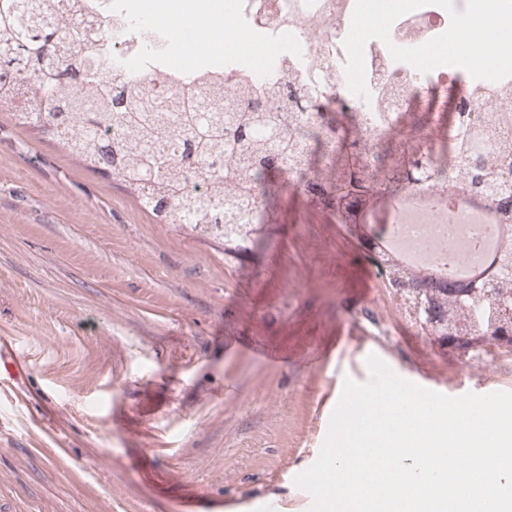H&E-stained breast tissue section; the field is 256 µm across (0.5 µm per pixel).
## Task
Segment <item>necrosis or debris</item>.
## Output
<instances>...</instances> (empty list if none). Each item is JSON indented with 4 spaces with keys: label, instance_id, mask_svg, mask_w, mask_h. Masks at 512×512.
<instances>
[{
    "label": "necrosis or debris",
    "instance_id": "obj_1",
    "mask_svg": "<svg viewBox=\"0 0 512 512\" xmlns=\"http://www.w3.org/2000/svg\"><path fill=\"white\" fill-rule=\"evenodd\" d=\"M194 2L82 0L104 24L91 62H107L130 81L151 74L174 89L202 73L231 93L298 74L370 136L427 111L432 126L456 138L457 127L443 125L431 99L432 90L453 84L474 92L476 111L491 120L489 140H512V113L497 107L498 97L512 93V58L486 67L474 64L470 44L447 49L449 34L471 27L478 9L511 31L512 0H384L373 26L361 23L366 0H210L203 14ZM252 48L261 50L260 64L249 61ZM380 219L386 240L423 247L442 238L460 261L493 231L444 199L402 214L389 204Z\"/></svg>",
    "mask_w": 512,
    "mask_h": 512
}]
</instances>
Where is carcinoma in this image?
Masks as SVG:
<instances>
[{"label":"carcinoma","mask_w":512,"mask_h":512,"mask_svg":"<svg viewBox=\"0 0 512 512\" xmlns=\"http://www.w3.org/2000/svg\"><path fill=\"white\" fill-rule=\"evenodd\" d=\"M79 4L0 0V105L14 106L19 124L41 129L44 115L53 113L48 132L69 155L119 181L156 223L188 226L220 244L227 264L245 257L265 233L269 218L257 210L255 193L263 190L265 172L282 170L286 161L307 199L347 226L364 258L377 267L382 287L409 317L423 300L424 313L434 315L423 319L424 333L448 330L450 295L461 301L457 313L463 321L470 322L474 312L487 315L475 325L483 332L494 333L508 320L489 289H500L504 305L512 308V237L481 280L448 282L392 261L367 222L373 212L368 199L426 182V172L448 179L449 190L472 202L512 212V185L504 177L512 143L477 149L487 128L482 116L471 115L473 96H459L460 132L450 164L422 151L419 132L430 121L424 112L411 117L409 129L384 134L370 147L363 133L322 112V127L329 131L322 144L337 155L314 167L302 138L285 133L283 122L305 120L317 108L319 90L290 78L226 96L223 82L202 79L171 107L160 100L157 79L129 82L87 63L103 28ZM24 78L28 91L18 103ZM214 101L225 103V111H210Z\"/></svg>","instance_id":"obj_1"}]
</instances>
